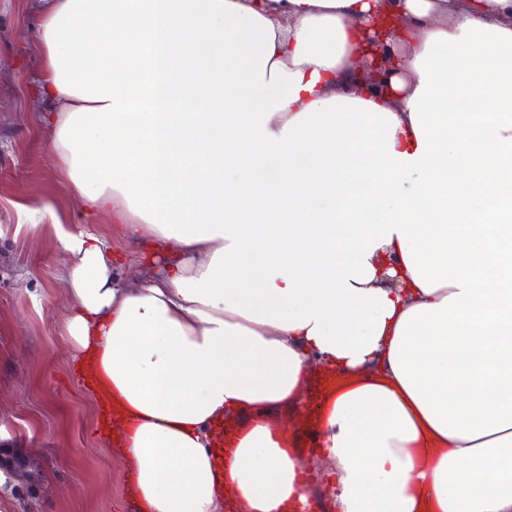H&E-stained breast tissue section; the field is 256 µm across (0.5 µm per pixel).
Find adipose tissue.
Instances as JSON below:
<instances>
[{"instance_id":"obj_1","label":"adipose tissue","mask_w":512,"mask_h":512,"mask_svg":"<svg viewBox=\"0 0 512 512\" xmlns=\"http://www.w3.org/2000/svg\"><path fill=\"white\" fill-rule=\"evenodd\" d=\"M39 0L40 122L86 227L63 321L137 512H298L312 362L333 512H512V0ZM121 227L144 270L94 230ZM239 425L224 449L225 417ZM377 19L376 27L373 28V35L368 38L367 46L370 47L366 55V66L368 69V74L375 76L377 74L382 73V68L388 70L390 67H393L395 64L394 57H378V55L374 52L377 51L378 48L383 47L389 37L392 35L391 27L389 25L381 26L379 25ZM343 379L335 373L324 372L314 376L309 385L310 399L315 397L323 398L343 385Z\"/></svg>"}]
</instances>
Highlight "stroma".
<instances>
[{"label":"stroma","instance_id":"35a3bbf8","mask_svg":"<svg viewBox=\"0 0 512 512\" xmlns=\"http://www.w3.org/2000/svg\"><path fill=\"white\" fill-rule=\"evenodd\" d=\"M35 0H0V441L29 464L0 487V512H136L119 449L95 433L98 401L78 382L62 316L63 261L21 204L81 229L79 201L49 153L35 81Z\"/></svg>","mask_w":512,"mask_h":512}]
</instances>
